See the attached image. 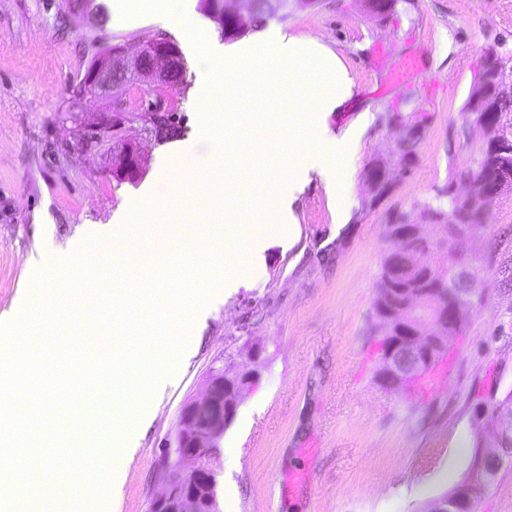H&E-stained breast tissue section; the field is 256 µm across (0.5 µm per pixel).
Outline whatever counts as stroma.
I'll return each instance as SVG.
<instances>
[{"label": "stroma", "mask_w": 512, "mask_h": 512, "mask_svg": "<svg viewBox=\"0 0 512 512\" xmlns=\"http://www.w3.org/2000/svg\"><path fill=\"white\" fill-rule=\"evenodd\" d=\"M104 0L68 12L61 0H5L0 6V312L10 309L37 262L82 267L85 281L51 298L71 300L84 339L112 341L109 324L91 320L96 294L121 265L145 282L195 273L196 243L233 263L225 222L255 225L264 244L239 283L207 296L203 311L182 323L193 352L162 384L150 426L125 465L119 495L89 512H149L152 499L177 471L173 452L183 405L200 398L212 369H249L257 379L237 399V418L209 466L220 512H429L469 468L456 456L458 438L493 443L475 409L512 390V191L488 207V228L467 246L477 260L476 307L461 336L450 338L449 370L425 396L379 382L381 349L371 333L381 261L390 247L386 226L407 213L420 217L442 188L465 193L464 173L485 151L488 136L466 103L488 59L512 60V0H396L384 14L366 0H288L260 31L315 39L337 54L353 81L352 96L327 113L324 133L335 140L361 113L370 122L350 148L348 174L330 199L319 174L299 188L281 175L321 151L310 137L275 134L256 125L252 138L269 144L266 178L293 198L294 223L281 222L249 180L250 157L220 155L202 137L195 116L199 61L185 24L221 26L203 6L187 22L151 20L123 26L107 20ZM165 39L180 49L182 83H121L108 98L77 99L91 62L110 48L139 52ZM415 55L422 68L394 86L390 70ZM162 103L178 127L162 139L149 113ZM119 108L118 127L97 130L99 114ZM421 133L413 135V118ZM415 139L414 158L400 168L399 142ZM135 142L141 173L113 177L118 151ZM389 172L390 188L374 197L369 167ZM170 173L177 189L169 207L151 214L157 226L151 260L122 249L131 229L113 227L116 212L137 213L134 189Z\"/></svg>", "instance_id": "stroma-1"}]
</instances>
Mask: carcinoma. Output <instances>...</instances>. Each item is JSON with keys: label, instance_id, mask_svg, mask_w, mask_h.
<instances>
[{"label": "carcinoma", "instance_id": "cac0c4a2", "mask_svg": "<svg viewBox=\"0 0 512 512\" xmlns=\"http://www.w3.org/2000/svg\"><path fill=\"white\" fill-rule=\"evenodd\" d=\"M282 5V0H252V7L245 22H220L221 30L226 38H235L242 26L249 28L262 23L269 15L275 14ZM493 63H488L482 80L484 103L489 109L486 119L475 116V123L489 131V147L478 163L477 168L464 173V177L473 185L472 192L465 196L448 195V209L442 204L427 206V217L438 234L436 241L440 245V255H433L423 247L400 252V245H394L382 259L378 296L374 303L377 318L374 332L382 337L389 336V321L386 317L392 298L411 301L418 292L424 293L420 306L406 310V315L415 318H439L448 305L456 303V298L448 293V267L457 263L472 266L473 272L478 268L466 258L467 237L486 227V211L475 206V202L491 203L501 191V183L506 180L504 159L498 150V141L512 135V129L497 125L501 114L512 112V84L497 83L492 74ZM151 130L159 137L172 135L177 127L171 117L158 116L149 119ZM473 304H463L459 308L455 322L449 324L448 335L459 336L465 332L469 323V315ZM512 404V392L502 401L490 397L485 403L490 416L501 415L499 432L505 448H512V415L509 405Z\"/></svg>", "mask_w": 512, "mask_h": 512}]
</instances>
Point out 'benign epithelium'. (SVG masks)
Returning a JSON list of instances; mask_svg holds the SVG:
<instances>
[{"label":"benign epithelium","mask_w":512,"mask_h":512,"mask_svg":"<svg viewBox=\"0 0 512 512\" xmlns=\"http://www.w3.org/2000/svg\"><path fill=\"white\" fill-rule=\"evenodd\" d=\"M179 49L163 40H155L137 55L127 57L119 48L97 60L89 69L83 84L82 97H106L112 93L118 76H135L158 84H170L181 71ZM143 166L140 150L128 143L120 152L114 175L120 179L136 176ZM399 241L413 240L421 245L434 246L421 226L403 224L396 235ZM404 302L390 307L393 332L383 347L382 382L388 388L400 389L434 362L436 353L446 347L440 324L429 321L433 333L424 336L421 326L399 316ZM236 384V375L222 369L211 371L203 397L187 403L181 410L174 454L178 472L168 480L165 490L151 501L149 512H218L216 482L209 461L218 448L224 430L233 421L236 399L243 390ZM473 488L462 483L451 494L436 502L434 512H467L472 507Z\"/></svg>","instance_id":"7a95c632"}]
</instances>
